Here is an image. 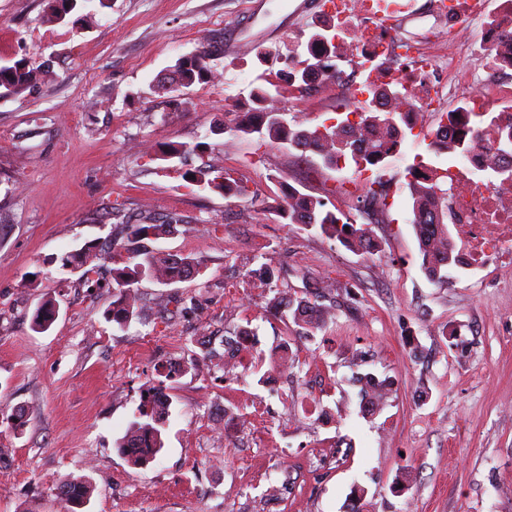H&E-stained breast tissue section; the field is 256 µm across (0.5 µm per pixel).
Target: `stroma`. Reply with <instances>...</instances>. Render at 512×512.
Masks as SVG:
<instances>
[{
  "instance_id": "35a3bbf8",
  "label": "stroma",
  "mask_w": 512,
  "mask_h": 512,
  "mask_svg": "<svg viewBox=\"0 0 512 512\" xmlns=\"http://www.w3.org/2000/svg\"><path fill=\"white\" fill-rule=\"evenodd\" d=\"M314 13L315 0H80L57 24L45 0H0V65L23 57L43 73L33 91L0 96V448L11 452L0 512H57L66 476L91 477L84 512H351L355 502L360 512H512V267L454 268L441 285L422 272L405 168L431 158L428 140L408 137L372 170L389 197L366 222L377 251L360 254L267 211L292 186L354 213L356 197L334 192L352 168L230 133L267 71L258 51L287 52L289 31ZM209 46L219 49L218 81L152 90L179 57ZM336 102L332 89L304 98L288 89L282 106L315 126ZM164 142L204 149L186 163L141 158V147ZM205 163L234 172L248 194L226 198L183 178L184 165ZM116 207L134 219L179 215L154 246L204 270L170 286L142 281L150 315L122 328L104 317L111 286L59 271L65 253L120 239ZM282 291L334 305L336 316L300 335L291 314L267 305ZM48 298L58 316L38 333L31 317ZM245 327L269 352L287 346V397L256 375L242 390L225 386L221 368L186 369L202 353L200 333L217 348ZM170 360L183 370L167 384L164 447L137 468L116 444ZM366 375L390 387L372 414ZM305 393L334 425L293 420L291 401ZM248 397L268 399L277 423L225 446L208 410ZM20 410L27 427L15 434L3 420ZM282 470L288 490L273 506L266 482Z\"/></svg>"
}]
</instances>
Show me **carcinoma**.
<instances>
[{
    "instance_id": "1",
    "label": "carcinoma",
    "mask_w": 512,
    "mask_h": 512,
    "mask_svg": "<svg viewBox=\"0 0 512 512\" xmlns=\"http://www.w3.org/2000/svg\"><path fill=\"white\" fill-rule=\"evenodd\" d=\"M69 0H53L49 6L47 18L53 23L65 22ZM208 53L200 51L194 55L179 58L173 66V81L161 84L159 88L167 93L176 92L195 84H209L217 79L216 73L206 62ZM40 73L30 66L24 58H19L8 65L0 66V91L7 94H20L36 87ZM281 87L278 83L268 80L264 85L253 87L248 95L251 103L249 111L243 113V119L230 129L234 136L255 135L258 141H267L278 145L310 150L323 158L325 164L336 166L341 160H350L355 166L366 163L371 166L375 159L397 151L400 141L413 134V128L406 125L405 113L398 109L379 110L364 109L363 124L356 128L358 137L366 131H375L382 136L398 134L400 140H378L372 145L370 154L361 158L355 155L353 137L342 136L345 128L351 127L348 118L338 119L326 125L314 128L306 126L307 120L293 115L286 119L280 114ZM201 150L203 146L188 148L185 145L167 144L153 147L144 152L149 160L178 157L190 152ZM212 169L206 166L188 169L183 178L189 182L207 187L225 197L239 195L244 191L240 181L229 170L219 177H211ZM411 198V220L422 263L421 269L427 279L441 284L448 281V270L457 267V256L454 251L453 239L444 224L431 211L435 196L440 190L436 184L407 179ZM270 212L277 216L280 224H302L310 229H318L336 237L351 250L368 252V247H376L370 231L357 225L350 217L336 213L328 208V202L322 198L304 194L294 187L284 192L282 202L270 207ZM117 224L126 230L127 243L132 246L130 255L124 257L117 250L104 251L88 244L79 252L61 258V269L67 274H80L87 281L98 274L100 258L112 263V311L107 319L122 328L134 317L138 316L137 289L144 280L170 285L196 277L201 273L200 264L190 256L170 258L159 255L151 243L174 231L180 223L177 216L171 215L163 222H156L148 217L131 221L125 218L120 209L112 211ZM269 305L277 311H295L299 308L311 307L313 313L321 312V308L310 305L305 300L285 298L281 294L269 299ZM57 306L48 300L39 304L33 312L32 324L38 332L47 331L56 318ZM139 415L146 418L144 422H135L129 429L130 435L123 438L119 451L127 456L135 465L153 460L160 448V427L167 421L168 407L142 404ZM59 512H76L85 507L93 494L94 484L87 477L67 478L57 487Z\"/></svg>"
}]
</instances>
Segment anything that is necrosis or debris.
Listing matches in <instances>:
<instances>
[{"label":"necrosis or debris","instance_id":"obj_1","mask_svg":"<svg viewBox=\"0 0 512 512\" xmlns=\"http://www.w3.org/2000/svg\"><path fill=\"white\" fill-rule=\"evenodd\" d=\"M313 39L296 33L298 55L315 59L305 83L295 68L283 78L299 93L335 85L337 94L364 98L394 86L408 89L410 121L453 113L449 143L466 140L464 163L449 167L442 205L463 234L454 246L466 271L512 259V182L486 175L499 162L497 146L512 134V0H319ZM480 53L479 68L467 59ZM259 338L242 328L224 349L225 384L244 385L260 358Z\"/></svg>","mask_w":512,"mask_h":512}]
</instances>
